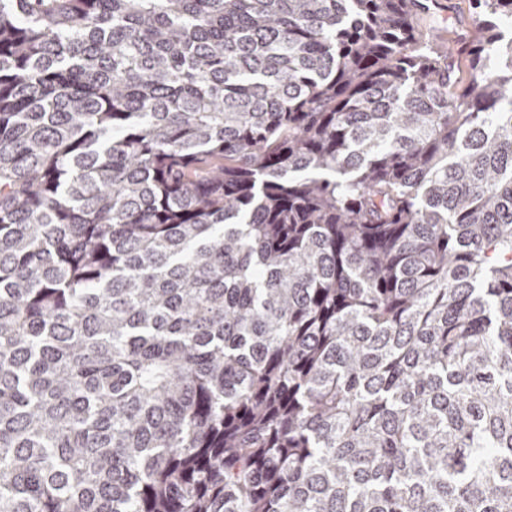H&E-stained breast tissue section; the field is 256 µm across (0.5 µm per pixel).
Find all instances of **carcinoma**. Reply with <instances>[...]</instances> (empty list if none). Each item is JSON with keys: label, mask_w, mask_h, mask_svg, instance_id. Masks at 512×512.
I'll list each match as a JSON object with an SVG mask.
<instances>
[{"label": "carcinoma", "mask_w": 512, "mask_h": 512, "mask_svg": "<svg viewBox=\"0 0 512 512\" xmlns=\"http://www.w3.org/2000/svg\"><path fill=\"white\" fill-rule=\"evenodd\" d=\"M471 2L0 0V512H512ZM438 6L433 13L422 14L417 18L420 29H436L438 34L448 38L450 29L466 28L470 21L469 0H437Z\"/></svg>", "instance_id": "obj_1"}]
</instances>
